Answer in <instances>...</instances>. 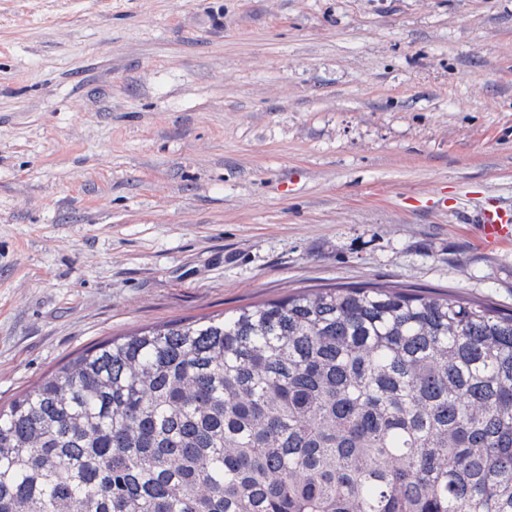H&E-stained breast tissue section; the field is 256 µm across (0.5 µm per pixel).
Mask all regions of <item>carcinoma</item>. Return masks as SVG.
<instances>
[{
	"label": "carcinoma",
	"instance_id": "cac0c4a2",
	"mask_svg": "<svg viewBox=\"0 0 512 512\" xmlns=\"http://www.w3.org/2000/svg\"><path fill=\"white\" fill-rule=\"evenodd\" d=\"M0 512H512V313L327 285L95 343L0 405Z\"/></svg>",
	"mask_w": 512,
	"mask_h": 512
}]
</instances>
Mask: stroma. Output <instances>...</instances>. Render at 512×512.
<instances>
[{
  "label": "stroma",
  "mask_w": 512,
  "mask_h": 512,
  "mask_svg": "<svg viewBox=\"0 0 512 512\" xmlns=\"http://www.w3.org/2000/svg\"><path fill=\"white\" fill-rule=\"evenodd\" d=\"M512 0H0V404L301 288L512 310ZM478 222L482 224V241L485 245L495 246L512 240V208H504L496 199L484 202Z\"/></svg>",
  "instance_id": "1"
}]
</instances>
